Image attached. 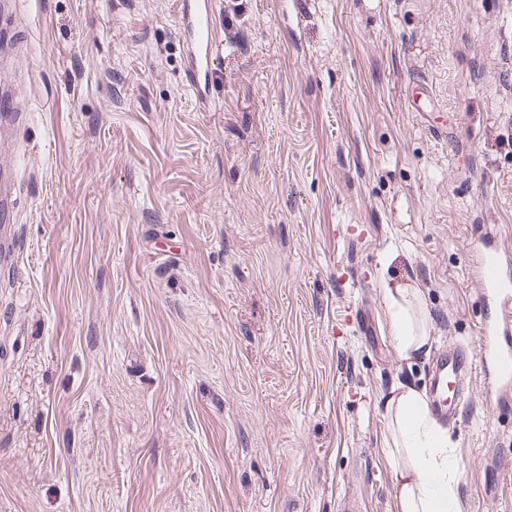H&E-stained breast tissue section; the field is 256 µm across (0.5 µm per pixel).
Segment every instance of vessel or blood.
Returning <instances> with one entry per match:
<instances>
[{"label": "vessel or blood", "mask_w": 512, "mask_h": 512, "mask_svg": "<svg viewBox=\"0 0 512 512\" xmlns=\"http://www.w3.org/2000/svg\"><path fill=\"white\" fill-rule=\"evenodd\" d=\"M178 40L184 51L183 71L197 103L208 106L217 71V39L214 28L216 0H177ZM11 187L0 182V257L11 255ZM474 274L483 299L478 327L479 360L456 350L438 358L431 394L433 407L443 419L455 416L456 404L447 396L449 380L466 376L480 367L487 400L499 408L512 406V251L487 239L476 249Z\"/></svg>", "instance_id": "vessel-or-blood-1"}]
</instances>
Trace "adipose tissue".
<instances>
[{
    "mask_svg": "<svg viewBox=\"0 0 512 512\" xmlns=\"http://www.w3.org/2000/svg\"><path fill=\"white\" fill-rule=\"evenodd\" d=\"M385 294L398 353L406 359L419 355L428 345L430 327L419 290L397 287ZM388 412L396 512H464L457 450L423 393L404 387L390 399Z\"/></svg>",
    "mask_w": 512,
    "mask_h": 512,
    "instance_id": "obj_1",
    "label": "adipose tissue"
}]
</instances>
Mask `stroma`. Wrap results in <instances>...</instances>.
Masks as SVG:
<instances>
[{
	"mask_svg": "<svg viewBox=\"0 0 512 512\" xmlns=\"http://www.w3.org/2000/svg\"><path fill=\"white\" fill-rule=\"evenodd\" d=\"M174 2L0 20V512H396L386 403L476 351L512 250V0H217L206 108ZM457 411L465 512H512V412L476 371ZM11 187L2 177L0 182V256L2 259L10 257L11 250L9 241L11 240ZM389 302L392 335L398 353L405 359L426 350L430 318L417 288H385Z\"/></svg>",
	"mask_w": 512,
	"mask_h": 512,
	"instance_id": "1",
	"label": "stroma"
}]
</instances>
